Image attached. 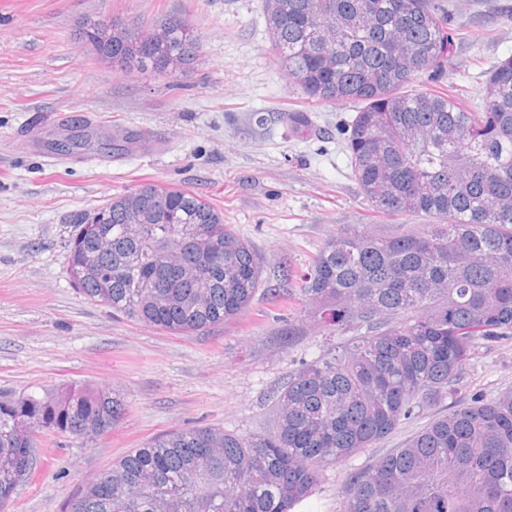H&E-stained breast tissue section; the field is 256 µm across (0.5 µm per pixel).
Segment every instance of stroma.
I'll return each instance as SVG.
<instances>
[{"mask_svg":"<svg viewBox=\"0 0 512 512\" xmlns=\"http://www.w3.org/2000/svg\"><path fill=\"white\" fill-rule=\"evenodd\" d=\"M448 11L454 65L427 71L419 91L481 105L484 73L512 55V0H438ZM175 15L202 56L174 78L97 59L86 19L126 24ZM277 65L259 0H0V392L82 385L119 392L129 409L107 434L43 438L33 476L0 512H69L87 482L133 449L176 429L264 434L270 398L297 360L325 348L304 309L293 349L274 335L265 296L223 325L172 334L112 314L67 275L72 219L143 183L205 196L250 241L266 287L280 266L308 264L346 224L372 223L351 175L345 129L358 104L308 109ZM465 394L512 387V342L480 348ZM445 407L402 425L378 448L326 469L292 512H343L353 469L401 447Z\"/></svg>","mask_w":512,"mask_h":512,"instance_id":"35a3bbf8","label":"stroma"}]
</instances>
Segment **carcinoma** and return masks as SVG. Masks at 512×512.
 <instances>
[{
    "label": "carcinoma",
    "instance_id": "obj_1",
    "mask_svg": "<svg viewBox=\"0 0 512 512\" xmlns=\"http://www.w3.org/2000/svg\"><path fill=\"white\" fill-rule=\"evenodd\" d=\"M271 48L311 103L357 102L351 173L373 212L407 230L346 224L308 268L285 270L270 303L311 309L328 353L302 359L272 396L268 434L191 427L160 435L89 482L70 512H291L324 468L375 448L425 410L448 414L349 476L344 512H512V387L460 398L481 347L512 340V57L485 72V102L414 92L453 64L435 0H261ZM81 35L102 60L171 78L200 56L188 24L163 17ZM78 216L67 274L112 313L177 334L245 311L261 287L253 245L196 192L147 183ZM303 331L288 321L290 349ZM127 402L62 388L0 394V510L37 466L26 426L72 437L116 426Z\"/></svg>",
    "mask_w": 512,
    "mask_h": 512
}]
</instances>
